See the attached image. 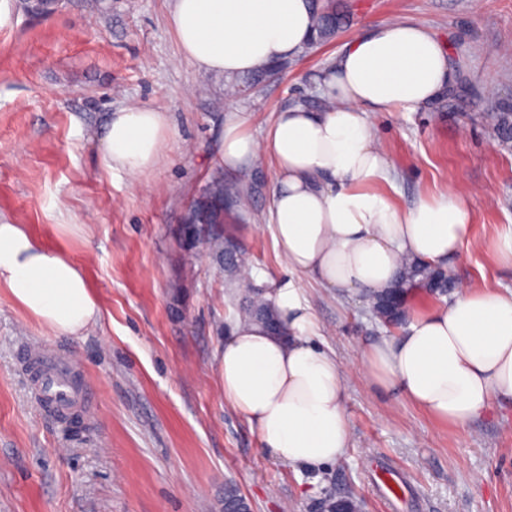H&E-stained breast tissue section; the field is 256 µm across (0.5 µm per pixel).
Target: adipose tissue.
Masks as SVG:
<instances>
[{
  "mask_svg": "<svg viewBox=\"0 0 512 512\" xmlns=\"http://www.w3.org/2000/svg\"><path fill=\"white\" fill-rule=\"evenodd\" d=\"M169 25L185 60L227 77L295 57L315 35L312 0H172ZM456 80L447 44L398 19L368 27L337 53L318 83L332 109L288 106L259 138L248 113L224 117L225 168L263 154L273 160L266 227L293 278L264 293L280 332L237 318L219 373L225 401L281 462L316 470L350 444L345 372L317 345L321 327L297 277L352 296L390 286L402 257L442 266L471 242V212L454 186L409 210L379 190L393 179L375 113L417 111ZM168 139L162 113L132 105L111 118L101 160L140 175L156 167ZM0 288L60 335L79 334L101 314L83 269L21 224L0 223ZM360 370L435 419L459 425L485 414L512 398V290L460 289L400 336L372 344Z\"/></svg>",
  "mask_w": 512,
  "mask_h": 512,
  "instance_id": "obj_1",
  "label": "adipose tissue"
}]
</instances>
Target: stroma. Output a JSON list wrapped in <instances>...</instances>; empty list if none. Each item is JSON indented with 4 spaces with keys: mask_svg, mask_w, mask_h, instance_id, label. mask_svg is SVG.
<instances>
[{
    "mask_svg": "<svg viewBox=\"0 0 512 512\" xmlns=\"http://www.w3.org/2000/svg\"><path fill=\"white\" fill-rule=\"evenodd\" d=\"M345 25L249 95L183 60L168 25L172 0H60L49 16L9 0L0 25V221L27 225L85 270L100 319L76 336L39 324L0 289V512H224L235 485L252 512H320L328 496L362 512H512V400L457 426L429 417L361 373L348 381L351 444L319 471L274 459L224 400L219 358L239 317V288L181 227L220 159L224 115L247 112L262 136L276 112L305 100L360 29L397 17L448 45L457 85L418 112L379 113L397 205L454 182L469 191L477 247L448 272L476 288H511L493 242L512 224V141L491 116L512 113V0H335ZM163 112L171 137L158 165L131 177L106 169L101 137L115 112ZM225 236L246 251L248 278L288 279L265 228L272 162ZM323 339L342 365L360 363L387 327L361 297L306 283ZM45 346L70 353L91 386L92 425L39 413L19 365Z\"/></svg>",
    "mask_w": 512,
    "mask_h": 512,
    "instance_id": "obj_1",
    "label": "stroma"
}]
</instances>
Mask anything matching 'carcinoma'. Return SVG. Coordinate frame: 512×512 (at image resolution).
<instances>
[{
	"label": "carcinoma",
	"mask_w": 512,
	"mask_h": 512,
	"mask_svg": "<svg viewBox=\"0 0 512 512\" xmlns=\"http://www.w3.org/2000/svg\"><path fill=\"white\" fill-rule=\"evenodd\" d=\"M314 27L316 42L328 40L344 23L336 13L333 0H314ZM496 133L502 140L512 139V113L498 112L493 115ZM247 188L245 180L234 186L224 185V179L217 178L204 190L202 198L194 210V221L198 224H222L227 211H232L234 199ZM205 244L217 255L224 257V265L229 275L239 277L248 263V259L232 240L217 232L205 240ZM455 279L439 268L432 267L414 258L402 261L400 270L392 287L380 292L368 294V304L372 316L378 321L400 324L409 314V299L413 291L422 290L441 298L454 288ZM245 288L243 311L245 315L273 325V315L263 297L262 290L249 282Z\"/></svg>",
	"instance_id": "cac0c4a2"
}]
</instances>
